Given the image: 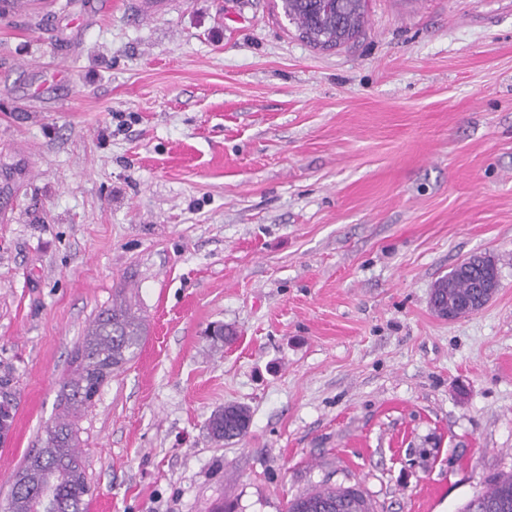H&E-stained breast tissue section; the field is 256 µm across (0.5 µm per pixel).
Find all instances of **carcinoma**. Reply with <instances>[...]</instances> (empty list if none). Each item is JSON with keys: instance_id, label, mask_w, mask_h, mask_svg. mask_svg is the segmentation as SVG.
Listing matches in <instances>:
<instances>
[{"instance_id": "cac0c4a2", "label": "carcinoma", "mask_w": 512, "mask_h": 512, "mask_svg": "<svg viewBox=\"0 0 512 512\" xmlns=\"http://www.w3.org/2000/svg\"><path fill=\"white\" fill-rule=\"evenodd\" d=\"M366 0H282V8L303 38L324 49L350 41L363 25ZM485 257L471 264L469 273L459 269L438 279L435 302L448 297L467 299ZM145 333L143 320L124 303L99 312L78 346L77 368L59 391L62 413L45 427L44 446L29 451L23 467L12 477L5 512H86L91 495L84 464L78 451L77 414L91 407L112 373L133 357ZM15 406L10 379L0 377V442L13 426ZM251 424L248 408L229 404L215 410L206 430L210 439L232 441L244 437ZM287 512H373L366 492L359 486L328 487L298 496L287 503ZM464 512H512V473L497 474L489 486L464 506Z\"/></svg>"}]
</instances>
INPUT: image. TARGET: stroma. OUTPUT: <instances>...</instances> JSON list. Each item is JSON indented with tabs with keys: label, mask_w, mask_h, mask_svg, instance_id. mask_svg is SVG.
I'll return each mask as SVG.
<instances>
[{
	"label": "stroma",
	"mask_w": 512,
	"mask_h": 512,
	"mask_svg": "<svg viewBox=\"0 0 512 512\" xmlns=\"http://www.w3.org/2000/svg\"><path fill=\"white\" fill-rule=\"evenodd\" d=\"M148 2L0 19V503L121 296L146 334L78 416L87 512H462L512 472V0H366L333 49L281 0ZM476 253L497 293L438 318ZM0 442L2 443L9 435L13 422L15 412L13 393L10 387V379L7 377H0ZM250 424L251 415L248 408L229 404L211 414L206 430L210 439L216 442H229L244 437L248 433ZM287 512H372L373 506L360 486L328 487L298 496L287 503Z\"/></svg>",
	"instance_id": "stroma-1"
}]
</instances>
